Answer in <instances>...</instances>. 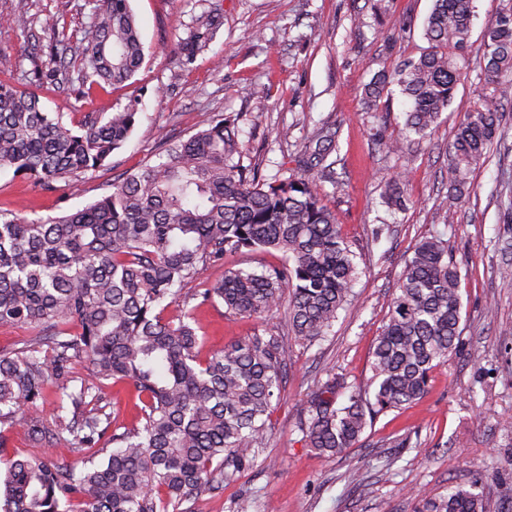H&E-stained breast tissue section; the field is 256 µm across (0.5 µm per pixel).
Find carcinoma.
I'll return each instance as SVG.
<instances>
[{
	"instance_id": "carcinoma-1",
	"label": "carcinoma",
	"mask_w": 512,
	"mask_h": 512,
	"mask_svg": "<svg viewBox=\"0 0 512 512\" xmlns=\"http://www.w3.org/2000/svg\"><path fill=\"white\" fill-rule=\"evenodd\" d=\"M473 18L474 0H433L427 49L377 75L366 91L371 106L394 83L410 103L404 131H432L454 99ZM220 24L212 10L196 17L181 43L185 63ZM483 42L486 90L448 142L442 208L464 200L472 169L505 139L499 107L512 103V5L485 27ZM77 59L82 96L133 77L144 47L130 0H93L91 20L75 39L58 41L50 75ZM136 118L127 107L86 115L75 126L35 94L0 81V171L54 190L108 166ZM334 140L321 132L318 148L298 160L317 175L265 179L243 164L238 119L221 112L81 209L33 219L0 211V326L32 331L22 345L0 347V512H192L202 492L224 487L231 477L225 466L252 459L281 394L283 337L256 330L202 359L193 311L171 320L165 310L200 267L222 265L242 249L275 251L283 263L227 268L198 289L200 304L220 301L229 314L261 318L286 299L289 328L303 344L331 333L359 275L336 215L322 202L324 182L336 185L328 161ZM406 188L401 173L388 182L389 206L401 205ZM461 310L457 265L448 241L433 234L406 262L372 350L368 386L334 374L307 393L298 423L307 447L340 454L378 417L424 398L435 369L459 347ZM108 381L132 386L139 401L136 422L120 433L102 404ZM50 387L56 400L47 416ZM16 429L43 453L5 456ZM61 444L81 469L54 460L50 452ZM474 488L425 493L418 512H486Z\"/></svg>"
}]
</instances>
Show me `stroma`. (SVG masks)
<instances>
[{
    "label": "stroma",
    "instance_id": "1",
    "mask_svg": "<svg viewBox=\"0 0 512 512\" xmlns=\"http://www.w3.org/2000/svg\"><path fill=\"white\" fill-rule=\"evenodd\" d=\"M507 2L475 0L469 65L451 105L430 137L388 156L375 138L400 135L405 99L390 86L370 111L364 89L377 72L427 48L423 24L433 0H131L144 61L125 85L87 99L45 74L57 36L88 22L90 0H0V14L33 17L35 33L30 39L0 26V81L38 94L68 122L130 104L138 113L108 167L56 190L0 172V211L34 218L81 208L114 178L145 165L165 139L188 137L220 112L239 115L243 161L267 176L303 153L318 128L338 131L339 185L327 191L324 203L357 255L355 300L340 311L332 334L312 348L289 334L280 312L235 317L219 302L197 310L200 356L263 327L285 335L288 367L263 448L225 480L223 490L199 497L194 512H417L420 493L443 494L457 484L475 485L488 512H512L497 493L500 481L512 482V278L501 274L512 266V216L500 205L501 195L512 192V103L502 106L508 149L473 170L461 208L436 209L448 187L446 147L483 85L484 28ZM210 8L223 23L193 63L182 65L178 44ZM258 85L268 88L266 97L253 95ZM397 173L409 185L403 209L393 212L383 191ZM436 232L447 239L460 271L458 351L434 372L423 400L380 416L353 448L319 455L297 429L300 404L328 373L368 381L373 342L405 262L420 240ZM280 260L277 252L244 250L227 256L223 266L202 268L184 292L220 280L225 268L257 269Z\"/></svg>",
    "mask_w": 512,
    "mask_h": 512
}]
</instances>
